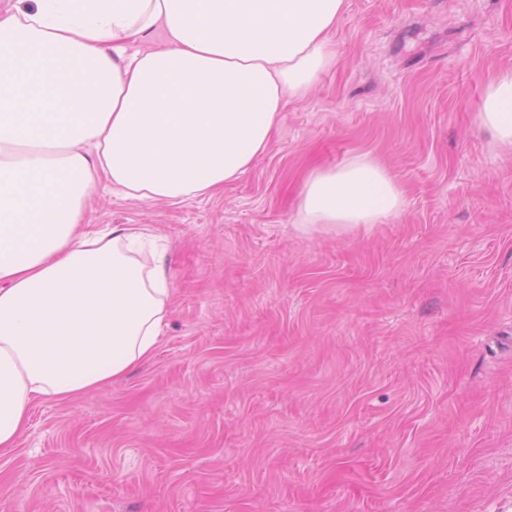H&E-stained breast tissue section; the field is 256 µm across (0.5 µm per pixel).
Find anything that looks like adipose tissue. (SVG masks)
<instances>
[{
	"label": "adipose tissue",
	"mask_w": 512,
	"mask_h": 512,
	"mask_svg": "<svg viewBox=\"0 0 512 512\" xmlns=\"http://www.w3.org/2000/svg\"><path fill=\"white\" fill-rule=\"evenodd\" d=\"M346 0H16L0 12V454L31 405L153 357L168 249L149 228L83 229L109 187L135 201L212 195L262 155L287 99L333 67ZM479 125L512 148V72ZM403 192L370 155L311 172L297 222L379 224Z\"/></svg>",
	"instance_id": "obj_1"
}]
</instances>
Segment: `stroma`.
<instances>
[{
	"instance_id": "35a3bbf8",
	"label": "stroma",
	"mask_w": 512,
	"mask_h": 512,
	"mask_svg": "<svg viewBox=\"0 0 512 512\" xmlns=\"http://www.w3.org/2000/svg\"><path fill=\"white\" fill-rule=\"evenodd\" d=\"M335 66L214 196L101 189L172 243L174 312L123 379L35 404L0 512H512V153L478 129L512 0H346ZM368 153L402 212L298 229Z\"/></svg>"
}]
</instances>
